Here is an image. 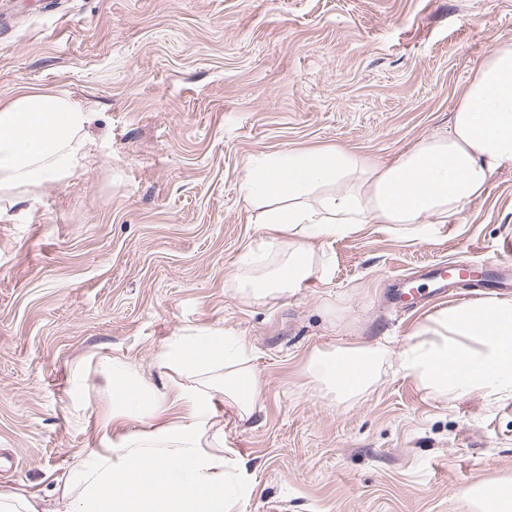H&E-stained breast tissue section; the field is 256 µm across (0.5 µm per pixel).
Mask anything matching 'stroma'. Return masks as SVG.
I'll use <instances>...</instances> for the list:
<instances>
[{"instance_id":"stroma-1","label":"stroma","mask_w":512,"mask_h":512,"mask_svg":"<svg viewBox=\"0 0 512 512\" xmlns=\"http://www.w3.org/2000/svg\"><path fill=\"white\" fill-rule=\"evenodd\" d=\"M512 0H11L0 101L64 92L93 114L90 162L0 201V491L48 497L112 423L106 368L169 381L157 356L204 328L245 339L254 413L223 414L236 512H475L460 493L512 479V396L427 395L391 366L361 397L317 391L315 354L400 350L446 301L391 311L393 279L498 257L512 166L422 241L388 224L315 242L327 279L245 302L232 288L264 234L250 158L340 147L386 163L448 128Z\"/></svg>"}]
</instances>
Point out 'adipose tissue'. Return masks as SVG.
<instances>
[{
    "label": "adipose tissue",
    "instance_id": "1",
    "mask_svg": "<svg viewBox=\"0 0 512 512\" xmlns=\"http://www.w3.org/2000/svg\"><path fill=\"white\" fill-rule=\"evenodd\" d=\"M88 108L66 94L21 91L0 102V196L36 189L83 167ZM512 166V41L492 44L458 96L446 131L422 137L386 164L340 149L274 152L251 159L241 187L264 240L242 259L235 288L256 302L295 293L313 273L311 241L397 224L412 239L448 223ZM398 362L427 394L455 398L512 393V299L438 311L399 352L379 344L338 347L312 357L317 384L346 401ZM174 372L154 388L135 368L105 379L116 420L138 415L151 429L107 437L42 498L0 492V512H234L239 489L215 394L239 417L258 391L245 340L205 328L174 337L159 354ZM481 512H512V480L466 489Z\"/></svg>",
    "mask_w": 512,
    "mask_h": 512
}]
</instances>
